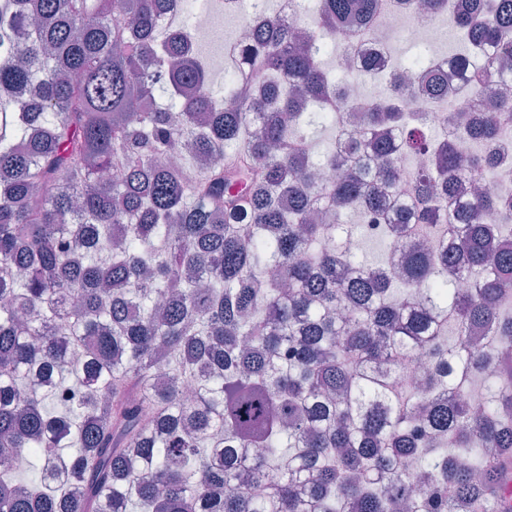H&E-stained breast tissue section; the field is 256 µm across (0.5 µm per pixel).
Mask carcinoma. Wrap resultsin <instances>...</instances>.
Listing matches in <instances>:
<instances>
[{"instance_id":"cac0c4a2","label":"carcinoma","mask_w":512,"mask_h":512,"mask_svg":"<svg viewBox=\"0 0 512 512\" xmlns=\"http://www.w3.org/2000/svg\"><path fill=\"white\" fill-rule=\"evenodd\" d=\"M380 2L319 0L303 33L270 11L220 111L189 34L157 25L178 0H0V512H504L512 98L434 138L395 82L358 135L322 43ZM453 23L483 92L512 0ZM407 82L455 107L438 72ZM317 123L337 180L313 175ZM350 212L382 219L379 263L343 248ZM410 224L451 243L397 274ZM422 357L424 388L395 386Z\"/></svg>"}]
</instances>
